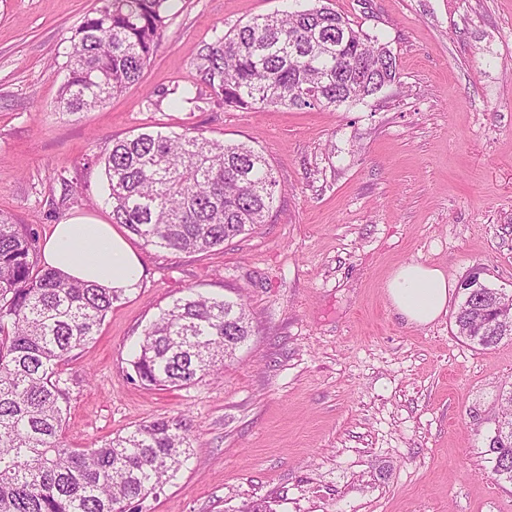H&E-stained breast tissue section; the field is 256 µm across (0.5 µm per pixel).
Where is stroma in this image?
Segmentation results:
<instances>
[{
    "instance_id": "35a3bbf8",
    "label": "stroma",
    "mask_w": 512,
    "mask_h": 512,
    "mask_svg": "<svg viewBox=\"0 0 512 512\" xmlns=\"http://www.w3.org/2000/svg\"><path fill=\"white\" fill-rule=\"evenodd\" d=\"M96 3L0 0V212L41 240L71 217L110 222L102 159L148 126L246 143L280 191L267 224L209 252L129 236L143 275L64 361V443L186 422L192 457L141 512H512L488 452L512 341L473 346L454 325L472 272L512 293V0H330L388 43L398 78L345 111L265 112L225 106L199 53L291 0H174L141 83L71 116L57 109L63 65ZM409 261L454 285L423 327L383 295ZM192 290L243 300L248 340L190 387L133 380L144 328Z\"/></svg>"
}]
</instances>
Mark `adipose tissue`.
<instances>
[{
	"label": "adipose tissue",
	"instance_id": "ef3b65f1",
	"mask_svg": "<svg viewBox=\"0 0 512 512\" xmlns=\"http://www.w3.org/2000/svg\"><path fill=\"white\" fill-rule=\"evenodd\" d=\"M43 258L73 279L125 293L135 289L142 272L137 253L112 225L85 217L53 225ZM451 289L441 268L407 262L391 272L385 296L405 323L425 326L445 312Z\"/></svg>",
	"mask_w": 512,
	"mask_h": 512
}]
</instances>
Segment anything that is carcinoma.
Wrapping results in <instances>:
<instances>
[{
	"label": "carcinoma",
	"mask_w": 512,
	"mask_h": 512,
	"mask_svg": "<svg viewBox=\"0 0 512 512\" xmlns=\"http://www.w3.org/2000/svg\"><path fill=\"white\" fill-rule=\"evenodd\" d=\"M71 37L57 107L76 115L140 83L167 27L169 0H98ZM204 81L243 110L340 109L396 80V57L316 0L253 18L206 45ZM112 223L145 245L208 251L266 223L278 182L264 154L187 132L146 130L104 157ZM32 230L0 213V512H126L172 481L190 458L182 423L157 419L94 448H65L72 379L64 358L94 339L114 290L72 280L34 259ZM457 335L488 349L512 339L494 289L459 304ZM250 335L243 303L198 293L145 328L132 360L147 386L187 388L234 358ZM512 482V440L491 457Z\"/></svg>",
	"instance_id": "1"
}]
</instances>
